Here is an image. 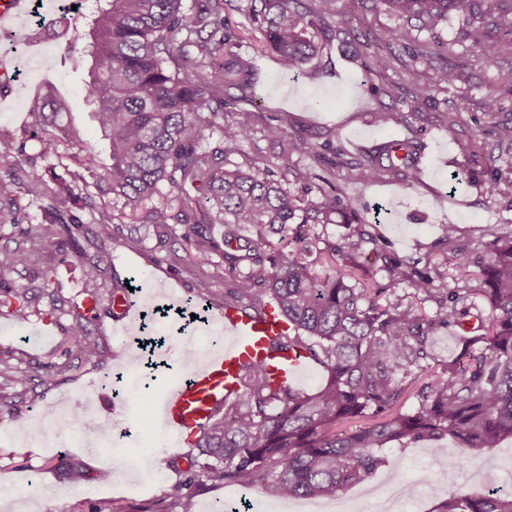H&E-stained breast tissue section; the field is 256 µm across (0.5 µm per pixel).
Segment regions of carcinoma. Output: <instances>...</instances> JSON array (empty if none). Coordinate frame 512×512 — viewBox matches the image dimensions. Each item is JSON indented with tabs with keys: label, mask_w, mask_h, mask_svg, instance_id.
I'll return each mask as SVG.
<instances>
[{
	"label": "carcinoma",
	"mask_w": 512,
	"mask_h": 512,
	"mask_svg": "<svg viewBox=\"0 0 512 512\" xmlns=\"http://www.w3.org/2000/svg\"><path fill=\"white\" fill-rule=\"evenodd\" d=\"M81 25L66 22L64 54L78 44L91 58L85 98L109 140L110 166L98 172V153L87 143L75 144L71 165L63 171L42 169L16 148L11 159L0 155V224L22 221L13 191L47 199L41 223L27 245L0 248V276L26 265L31 256L54 251L68 257L85 216L110 236L112 207L79 191L86 176L106 186L135 213L144 208L159 186L179 191L177 223L182 239L194 245L198 263L207 265L216 244L208 226L224 225V272L234 288L224 304L245 306L255 313L257 291L271 297L288 322V334L276 351L304 349L327 372L313 392L273 384L266 367L248 365L241 374V395L224 405L196 443L204 461L194 462L185 480L170 489L181 512H195L191 487L203 480L238 483L269 498L330 497L350 485L367 481L388 463V452L403 451L417 442L434 444L442 454L450 437L458 445L456 463L472 451L512 437V228L496 236L481 266L477 285L457 288L438 300L430 318L420 316L409 296L427 300L441 295L440 276L422 275L395 262L387 266L388 282L370 288L356 278L360 268L355 249L376 243L352 201L336 195L328 179L324 201L315 204L284 187L293 156L320 161L316 147L304 136L274 119L265 136L283 143L276 161L248 169L226 167L227 155L250 135L256 113L241 111L224 120V90L246 97L256 76L254 58L224 47L237 39L224 16V0H199L186 11L183 0H90ZM392 15L414 20L422 30H435L451 14L472 9L476 0H377ZM487 10L488 26L512 27V0H497ZM244 12L274 54L282 76L309 63L349 27L337 0H247ZM473 46L489 61L496 48L488 42L487 26L468 30ZM374 41L386 48L413 42V29L386 28ZM43 128L41 155L55 153L52 128L67 101L54 89L40 93L32 104ZM218 140H213L214 134ZM419 145L409 139L388 140L362 151L349 178L368 182L390 176L408 185L418 181ZM340 216L356 239L336 263L317 269L316 226ZM295 225L288 235L289 225ZM255 236L236 245L241 232ZM272 234L284 244L275 246ZM90 283L105 274V256L76 253ZM244 276L236 275L241 264ZM412 292L400 295V285ZM476 319L478 326L470 324ZM438 326L455 327L465 339L479 341L455 357L432 360L429 336ZM69 336L76 357L95 363L100 337L90 319L72 313ZM426 382L415 392L416 405L397 409L417 378ZM3 385L23 387L27 376L0 360ZM371 422L353 430L340 426L354 419ZM439 500L435 512H512V492L474 496L460 489H432Z\"/></svg>",
	"instance_id": "obj_1"
}]
</instances>
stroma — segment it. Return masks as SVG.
<instances>
[{"label": "stroma", "instance_id": "stroma-1", "mask_svg": "<svg viewBox=\"0 0 512 512\" xmlns=\"http://www.w3.org/2000/svg\"><path fill=\"white\" fill-rule=\"evenodd\" d=\"M243 4L224 0V14L237 33L240 52L256 57L259 64L255 97L232 101L224 108V119L233 121L236 112L249 110L257 120L252 136L228 155L229 164L247 168L274 159L281 146L265 139L261 130L268 117H281L323 157L319 163L294 157L288 190L317 203L322 199L321 177L330 178L384 243L379 250L370 244L358 250L361 281L385 285L387 265L406 261L418 270L440 273L444 288L463 287L469 276L478 274L500 225H512V151L499 149L493 134L496 125L512 122V31L491 30L498 53L483 63L465 37L467 29L480 24V15L457 14L435 31L414 30V45L427 50L426 58L415 60L402 52L388 69L378 71L373 67L377 45L364 36L397 26V19L373 0H339L350 15L351 33L337 35L301 72L283 78L277 60L263 51ZM60 15L57 0H40L36 16L25 18L24 33L45 36L54 60L44 66L32 55L22 59L17 85L25 96L19 104L0 106V154H12L22 143L44 168L61 166L77 138L93 143L101 155L109 153L85 101L89 62L80 49L72 58L61 57L65 39L56 25ZM423 78L438 83L427 101L414 96V85ZM48 86L69 101L71 110L55 131L58 154L45 157L39 118L30 106ZM490 94L499 99L492 114L484 107ZM376 112L395 115L390 133L373 126ZM388 136L419 143V182L408 186L388 178L368 184L348 179L349 166L361 159L360 149ZM453 172L467 180L452 193L448 176ZM492 180L499 189L490 195L484 185ZM112 213L111 237H78L86 251L100 245L110 255L106 277L98 285L86 286L80 261L64 263L48 254L0 277V358L16 359L20 371L31 376L36 395L35 401L15 403L8 414H0V476L8 479L0 486V512H98L111 498L122 500L127 512H180L169 490L182 481L192 449L170 440L157 420L156 406L165 389L189 370L183 348L203 347L218 322H189L174 314L162 319L154 309L176 303L181 295L191 306L208 311L223 306L229 277L220 254H212L209 265L198 266L194 251L181 238L182 225L172 220L165 225L140 223L117 201ZM444 224L456 225L457 243L465 248L461 255L440 244ZM116 285L132 288L147 322L164 336L160 352L142 354L135 343L138 324L114 320ZM18 291L32 299L22 322L12 315ZM54 294L64 300V309L53 308ZM88 299L96 303L92 328L103 347L93 364L69 356L70 311L83 308ZM66 361L72 367L65 375L35 378L37 365ZM107 381L117 391V409L110 416L97 398ZM87 410L97 419L95 428L70 427L71 417ZM392 473L400 488L384 503L389 512H434L436 498L427 491L416 493L412 486L413 478L422 475L446 490L512 492V439L483 450L479 459L462 467L439 460L417 443L395 454L370 482L379 484ZM243 498L250 512H296L299 505L295 498L269 499L252 488L221 481L207 482L195 494L197 512H213L216 504Z\"/></svg>", "mask_w": 512, "mask_h": 512}]
</instances>
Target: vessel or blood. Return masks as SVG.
<instances>
[{
    "label": "vessel or blood",
    "mask_w": 512,
    "mask_h": 512,
    "mask_svg": "<svg viewBox=\"0 0 512 512\" xmlns=\"http://www.w3.org/2000/svg\"><path fill=\"white\" fill-rule=\"evenodd\" d=\"M28 0H0V30L16 32ZM223 332L210 336V351L185 377L169 386L158 402L159 419L181 443H193L225 396L237 393L243 367L264 364L282 386L297 384L312 368L305 350L272 354L271 343L287 331L274 306L254 314L236 307L220 308Z\"/></svg>",
    "instance_id": "b4317fda"
}]
</instances>
